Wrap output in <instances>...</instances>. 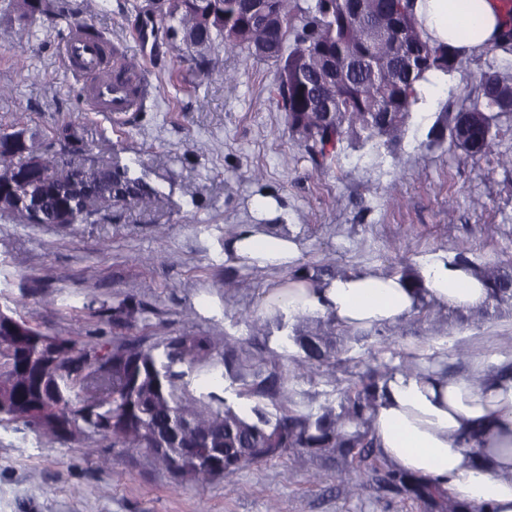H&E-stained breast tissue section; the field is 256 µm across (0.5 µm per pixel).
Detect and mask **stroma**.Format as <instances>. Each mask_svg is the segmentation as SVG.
I'll return each mask as SVG.
<instances>
[{"instance_id":"35a3bbf8","label":"stroma","mask_w":512,"mask_h":512,"mask_svg":"<svg viewBox=\"0 0 512 512\" xmlns=\"http://www.w3.org/2000/svg\"><path fill=\"white\" fill-rule=\"evenodd\" d=\"M64 18L31 21L0 11V127L40 137L68 126L87 154L145 165L158 205L114 204L93 224H21L0 213V293L41 331L86 343L160 345L184 333L231 337L241 372L287 375L289 406H339L368 368L400 356L470 377L475 364L512 356V313L487 303L435 306L394 325L335 327L338 362L311 367L293 331L264 301L290 277L224 259V239L257 224L254 203L276 202L275 223L301 246L298 269L332 274L372 267L393 274L438 251L465 253L512 272V118L479 158L430 145L446 105L473 103L479 76L512 78V55L471 54L463 68L424 85L409 128L392 147L348 146L317 169L269 94L273 62L216 50L205 68L161 41L145 49L142 19L127 0H57ZM101 30L113 60L136 61L146 94L132 112H98L84 80L65 68L69 27ZM234 83H227L226 75ZM0 512H433L385 492L371 477L344 475L309 453L247 464L221 479L175 477L150 453L98 437L65 443L19 422H0Z\"/></svg>"}]
</instances>
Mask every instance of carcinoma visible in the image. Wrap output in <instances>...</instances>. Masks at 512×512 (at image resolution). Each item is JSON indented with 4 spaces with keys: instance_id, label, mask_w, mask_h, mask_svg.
I'll list each match as a JSON object with an SVG mask.
<instances>
[{
    "instance_id": "cac0c4a2",
    "label": "carcinoma",
    "mask_w": 512,
    "mask_h": 512,
    "mask_svg": "<svg viewBox=\"0 0 512 512\" xmlns=\"http://www.w3.org/2000/svg\"><path fill=\"white\" fill-rule=\"evenodd\" d=\"M134 0L130 9L157 20L172 47L200 57L222 46L272 61L277 73L270 92L286 112L288 127L304 143L315 166L327 167L344 145L392 144L403 136L419 100L421 83L462 68L466 53L430 42L411 9V0ZM22 20L48 12L52 0H8ZM394 27L379 29L378 15ZM341 63L342 72L330 67ZM480 95L469 106L442 112L430 143L450 140L466 157L486 154L500 133L499 119L512 116V83L486 72ZM82 150L75 132L62 128L54 141L36 145L25 129L0 128V188L24 194L29 167L40 161L38 185L47 223L69 213L68 226L88 224L120 200L139 204L161 192L117 161L75 162ZM489 297L512 308V274L478 267ZM305 359L324 364L336 345L324 331L295 337ZM236 348L210 336L178 334L162 345L141 347L108 342L78 345L44 333L8 306L0 309V421L21 422L66 442L89 436L112 438L129 449H146L185 480L222 478L245 463L293 452L326 456L367 475L385 491L430 502L437 512H465V505L431 480L382 462L370 434L369 415L387 371L370 369L347 390L340 409L317 413L285 408L271 419L262 408L235 410L216 391L196 392L199 368L230 369ZM112 366V378L94 374ZM249 391L283 397L285 378L251 372ZM175 428L184 448H221L211 464L177 460L159 451V438Z\"/></svg>"
}]
</instances>
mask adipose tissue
Returning <instances> with one entry per match:
<instances>
[{"label": "adipose tissue", "instance_id": "obj_1", "mask_svg": "<svg viewBox=\"0 0 512 512\" xmlns=\"http://www.w3.org/2000/svg\"><path fill=\"white\" fill-rule=\"evenodd\" d=\"M413 10L439 44L481 51L501 41L512 15L500 0H412ZM236 264L287 269L301 249L273 224H244L224 242ZM420 289L397 275L363 268L332 278L289 281L269 293L266 304L288 316L332 313L341 326L371 328L417 312L421 301L466 311L485 304L487 289L471 266L445 252L419 258ZM370 427L376 446L391 464L452 487L460 500L490 512H512V364L471 378L422 366L414 374L380 381Z\"/></svg>", "mask_w": 512, "mask_h": 512}]
</instances>
